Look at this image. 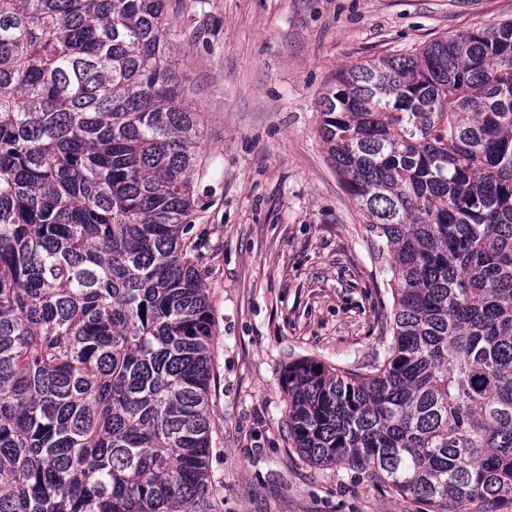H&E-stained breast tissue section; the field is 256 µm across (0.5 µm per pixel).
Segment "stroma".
<instances>
[{
	"label": "stroma",
	"mask_w": 512,
	"mask_h": 512,
	"mask_svg": "<svg viewBox=\"0 0 512 512\" xmlns=\"http://www.w3.org/2000/svg\"><path fill=\"white\" fill-rule=\"evenodd\" d=\"M507 20L512 0H169L201 132L186 241L215 322L204 512H419L371 467L310 464L288 433V364L368 371L395 310L320 101L344 66Z\"/></svg>",
	"instance_id": "stroma-1"
}]
</instances>
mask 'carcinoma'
Segmentation results:
<instances>
[{
    "label": "carcinoma",
    "mask_w": 512,
    "mask_h": 512,
    "mask_svg": "<svg viewBox=\"0 0 512 512\" xmlns=\"http://www.w3.org/2000/svg\"><path fill=\"white\" fill-rule=\"evenodd\" d=\"M167 11L0 0V512H200L214 322ZM321 114L395 310L369 372L288 367L295 448L427 512H507L512 21L348 66Z\"/></svg>",
    "instance_id": "1"
}]
</instances>
